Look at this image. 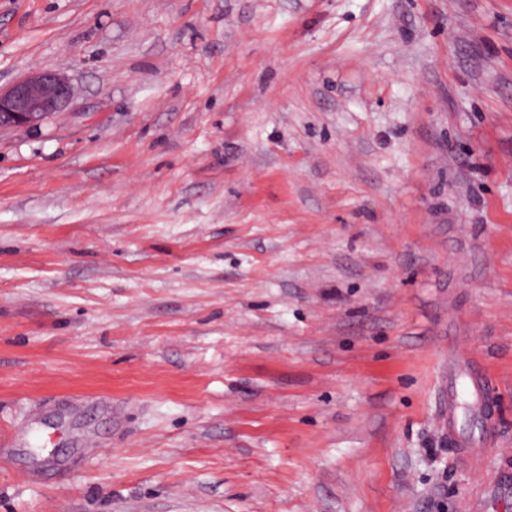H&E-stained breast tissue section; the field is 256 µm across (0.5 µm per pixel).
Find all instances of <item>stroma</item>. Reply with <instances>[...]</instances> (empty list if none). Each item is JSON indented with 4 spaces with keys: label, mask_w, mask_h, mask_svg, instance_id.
Here are the masks:
<instances>
[{
    "label": "stroma",
    "mask_w": 512,
    "mask_h": 512,
    "mask_svg": "<svg viewBox=\"0 0 512 512\" xmlns=\"http://www.w3.org/2000/svg\"><path fill=\"white\" fill-rule=\"evenodd\" d=\"M34 67L0 512H512V0H0ZM72 97L73 89L65 76L32 71L7 90L0 88V130L38 125L46 116L62 111Z\"/></svg>",
    "instance_id": "35a3bbf8"
}]
</instances>
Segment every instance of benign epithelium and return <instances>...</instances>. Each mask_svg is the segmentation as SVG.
Here are the masks:
<instances>
[{"label":"benign epithelium","instance_id":"benign-epithelium-1","mask_svg":"<svg viewBox=\"0 0 512 512\" xmlns=\"http://www.w3.org/2000/svg\"><path fill=\"white\" fill-rule=\"evenodd\" d=\"M72 97L68 78L51 71L35 70L10 88L0 89V130L37 125L46 116L62 111Z\"/></svg>","mask_w":512,"mask_h":512}]
</instances>
